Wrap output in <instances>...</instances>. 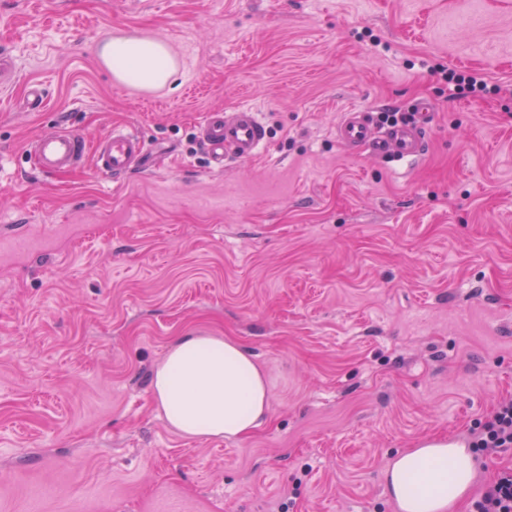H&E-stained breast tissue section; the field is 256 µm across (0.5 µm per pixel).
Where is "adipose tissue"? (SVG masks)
<instances>
[{"mask_svg": "<svg viewBox=\"0 0 512 512\" xmlns=\"http://www.w3.org/2000/svg\"><path fill=\"white\" fill-rule=\"evenodd\" d=\"M100 56L117 81L143 89L166 85L177 70L161 39L115 37ZM151 388L161 417L186 438H240L269 417L265 377L231 338L178 337L156 366ZM384 476L399 512H453L472 487L474 457L462 444L433 438L398 454Z\"/></svg>", "mask_w": 512, "mask_h": 512, "instance_id": "ef3b65f1", "label": "adipose tissue"}]
</instances>
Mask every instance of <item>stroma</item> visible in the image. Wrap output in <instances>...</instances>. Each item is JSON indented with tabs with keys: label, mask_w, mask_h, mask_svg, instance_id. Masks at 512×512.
Masks as SVG:
<instances>
[{
	"label": "stroma",
	"mask_w": 512,
	"mask_h": 512,
	"mask_svg": "<svg viewBox=\"0 0 512 512\" xmlns=\"http://www.w3.org/2000/svg\"><path fill=\"white\" fill-rule=\"evenodd\" d=\"M118 35L166 41L172 79L115 82ZM1 58L0 236L32 248L0 250V512H398L390 459L468 443L512 397V0H0ZM421 98V160L337 142L345 110ZM243 107L267 141L212 170L198 126ZM59 125L169 153L118 181L28 172ZM188 333L263 371L250 436L159 417L152 373ZM505 470L512 448L478 456L455 512Z\"/></svg>",
	"instance_id": "35a3bbf8"
}]
</instances>
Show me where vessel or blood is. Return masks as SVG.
<instances>
[{
  "mask_svg": "<svg viewBox=\"0 0 512 512\" xmlns=\"http://www.w3.org/2000/svg\"><path fill=\"white\" fill-rule=\"evenodd\" d=\"M413 110L414 121L384 128L376 125L373 109L346 110L336 126V139L353 154L366 152L388 162L419 160L425 154V132L433 106L429 100L420 99ZM198 134L210 162L219 168L228 162L254 159L267 139L257 112L249 108L206 113ZM153 152L141 134L123 127L96 141L73 129L52 127L26 146L31 172L54 174L80 168L90 160L99 175L114 179L145 167Z\"/></svg>",
  "mask_w": 512,
  "mask_h": 512,
  "instance_id": "b4317fda",
  "label": "vessel or blood"
}]
</instances>
